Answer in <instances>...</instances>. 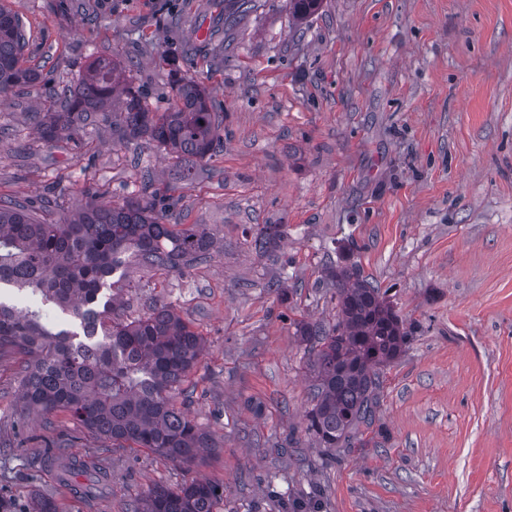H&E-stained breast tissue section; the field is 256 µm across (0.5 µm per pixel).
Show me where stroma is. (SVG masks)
I'll return each mask as SVG.
<instances>
[{
	"label": "stroma",
	"mask_w": 512,
	"mask_h": 512,
	"mask_svg": "<svg viewBox=\"0 0 512 512\" xmlns=\"http://www.w3.org/2000/svg\"><path fill=\"white\" fill-rule=\"evenodd\" d=\"M230 38L224 0H0L27 26V66L59 86L114 60L150 111L193 75L224 118L223 146L178 180L156 143H120L111 122L52 142L40 86L0 94V198L63 221L84 191L140 197L143 171L172 223L204 225L213 257L179 273L131 264L115 316L167 303L204 340L183 411L209 432L182 469L110 447L66 413L13 419L16 364L0 366V503L35 512H126L154 486H222L217 512H512V0H323L295 21L260 0ZM182 19L179 26L170 16ZM279 225L272 257L253 249ZM350 261L412 336L383 370L375 446L318 447L305 431L313 373L297 321L329 326L326 277ZM278 289H271V282ZM105 455L112 483L90 500L40 460Z\"/></svg>",
	"instance_id": "35a3bbf8"
}]
</instances>
